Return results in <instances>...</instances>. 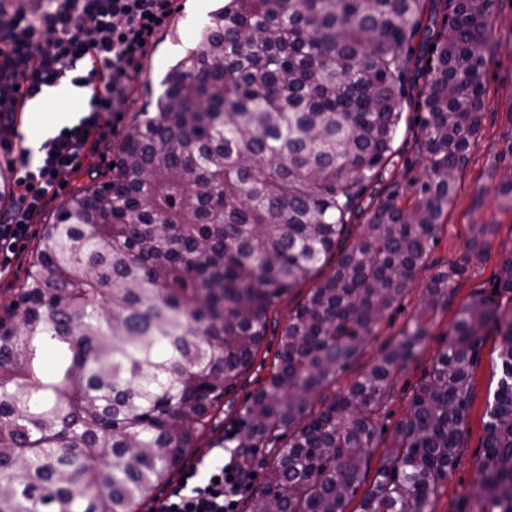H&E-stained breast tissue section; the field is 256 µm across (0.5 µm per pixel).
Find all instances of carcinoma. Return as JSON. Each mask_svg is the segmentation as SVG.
I'll use <instances>...</instances> for the list:
<instances>
[{
  "instance_id": "1",
  "label": "carcinoma",
  "mask_w": 512,
  "mask_h": 512,
  "mask_svg": "<svg viewBox=\"0 0 512 512\" xmlns=\"http://www.w3.org/2000/svg\"><path fill=\"white\" fill-rule=\"evenodd\" d=\"M498 0H224L137 115L103 180L46 224L0 319V512H138L181 465L252 364L269 311L340 249L288 316L277 363L237 418L239 448L273 450L249 512H346L364 449L385 448L359 512H433L467 425L482 332L500 337L475 497L512 512V313L462 306L405 416L386 399L468 266L436 271L421 312L347 391L336 382L438 243L484 102ZM451 10L436 30L426 5ZM434 46L416 142L427 165L377 198L395 156L408 71ZM497 285L512 292V253ZM321 406H315V402Z\"/></svg>"
}]
</instances>
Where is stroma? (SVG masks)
<instances>
[{
	"instance_id": "obj_1",
	"label": "stroma",
	"mask_w": 512,
	"mask_h": 512,
	"mask_svg": "<svg viewBox=\"0 0 512 512\" xmlns=\"http://www.w3.org/2000/svg\"><path fill=\"white\" fill-rule=\"evenodd\" d=\"M219 5L220 0H174L172 13L153 37L142 70L133 77L128 97L114 103L112 135L101 144L95 156L83 162L76 172L63 177L61 185L51 190L48 203L30 223L28 238L18 257L7 271L0 273L1 318L9 321L14 318L13 304L24 284L35 247L52 214L75 191L91 186L94 169L106 168L115 160L117 149L138 112L155 103L162 91L163 77L171 66L194 47L210 13ZM490 23L497 33V39L487 54L488 63L483 76L485 95L479 141L469 155L459 188L448 207L446 226L430 256L429 267L416 275L398 309L383 322L378 336L365 345L359 358L339 375L333 386L337 392L347 390L362 372L380 358L383 348L421 310L426 286L433 272L461 261L473 225H489L487 258L470 264L447 311L438 313L430 323L428 339L419 348L414 362L401 375L388 399L382 418L383 424L387 426L394 425L406 414L410 390L443 350L444 334L462 305L473 295L481 294L492 298L503 310L512 309V292L502 291L496 280L501 258L512 253V209L500 208L494 190L499 178L512 167V155L506 152L508 144L512 143V0H500ZM86 107L87 101L83 98H47L39 108L31 110L22 119L19 133L24 145L43 139L49 127L69 124ZM309 289V284H301L277 301L270 317L276 321L278 328L286 323L289 313ZM278 328L268 332L250 371L214 410L196 448L186 456V463H193L201 452L212 447L223 448L228 454L234 453L235 444L229 441L228 436L237 427L236 417L244 402L270 374L279 343ZM498 352V336L487 335L479 363L471 377L467 432L448 482L441 488L434 503L436 512H473L475 507L473 493L486 437L485 412L493 400L500 376Z\"/></svg>"
}]
</instances>
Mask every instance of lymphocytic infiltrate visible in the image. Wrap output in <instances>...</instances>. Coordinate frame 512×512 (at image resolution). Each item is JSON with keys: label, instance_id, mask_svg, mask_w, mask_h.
I'll list each match as a JSON object with an SVG mask.
<instances>
[{"label": "lymphocytic infiltrate", "instance_id": "f902f5d3", "mask_svg": "<svg viewBox=\"0 0 512 512\" xmlns=\"http://www.w3.org/2000/svg\"><path fill=\"white\" fill-rule=\"evenodd\" d=\"M172 2L45 0L29 13L0 0V150L18 162L14 203L0 211V269L15 257L52 187L111 134L104 114L114 100L127 96ZM65 79L89 89L86 113L45 140L38 161H31L18 134L22 114L29 101ZM247 477L239 455L227 462L206 455L152 507L154 512H235Z\"/></svg>", "mask_w": 512, "mask_h": 512}]
</instances>
